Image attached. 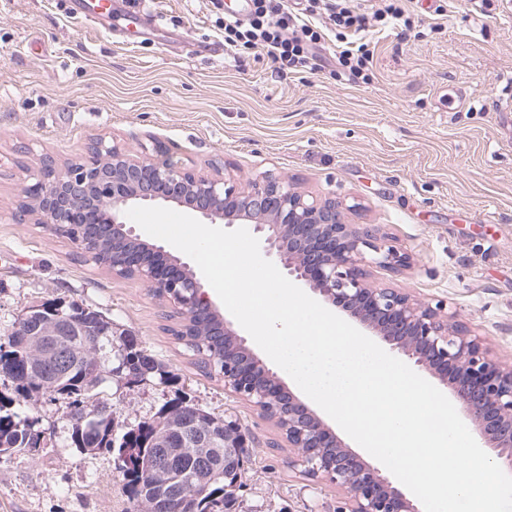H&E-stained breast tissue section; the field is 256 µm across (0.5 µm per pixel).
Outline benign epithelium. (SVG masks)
Segmentation results:
<instances>
[{"label":"benign epithelium","instance_id":"benign-epithelium-1","mask_svg":"<svg viewBox=\"0 0 512 512\" xmlns=\"http://www.w3.org/2000/svg\"><path fill=\"white\" fill-rule=\"evenodd\" d=\"M160 150L155 142L143 144L141 155L134 157L99 137L72 169H59L54 159H44L27 174L31 184L25 189L35 208L27 207L24 197L15 217L47 224L57 235L83 225L86 236L74 237L72 243L84 262L96 267L92 241L104 227L112 230L113 238L142 246L151 257L120 253L112 256L109 271L122 277L130 269L150 287L167 289L166 300L187 318L207 303L201 280L180 262L160 267L155 258L167 251L137 234L126 211L153 204L186 206L210 224L254 223V230L265 236L268 252L288 275L451 387L458 411L512 474V364L492 359L481 338L457 322L443 302L432 304L367 283L365 267L398 273L411 265L407 253L368 224L346 223L344 211L354 206L341 200L301 193L271 175L244 190L219 169L201 175L178 162L151 159L150 152ZM224 335L232 337L235 346L224 353V387L274 421L288 447L297 450L302 474L349 494V508L337 512H422L377 468L349 451L308 405L284 390L276 373L262 364L227 320ZM107 413L103 404L88 405L69 409V419L81 425Z\"/></svg>","mask_w":512,"mask_h":512}]
</instances>
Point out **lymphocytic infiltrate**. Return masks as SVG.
Masks as SVG:
<instances>
[{"label":"lymphocytic infiltrate","mask_w":512,"mask_h":512,"mask_svg":"<svg viewBox=\"0 0 512 512\" xmlns=\"http://www.w3.org/2000/svg\"><path fill=\"white\" fill-rule=\"evenodd\" d=\"M307 10L320 17V25L299 22L289 0H251L246 18L225 16L224 48L230 52L256 49L287 70L305 66L320 70L324 67L323 26L357 36L375 26L396 24L405 16L399 0H386L371 12L361 8L358 0H307Z\"/></svg>","instance_id":"obj_1"}]
</instances>
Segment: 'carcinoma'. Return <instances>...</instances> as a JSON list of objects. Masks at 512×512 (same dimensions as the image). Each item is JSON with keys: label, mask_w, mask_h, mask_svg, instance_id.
I'll use <instances>...</instances> for the list:
<instances>
[{"label": "carcinoma", "mask_w": 512, "mask_h": 512, "mask_svg": "<svg viewBox=\"0 0 512 512\" xmlns=\"http://www.w3.org/2000/svg\"><path fill=\"white\" fill-rule=\"evenodd\" d=\"M100 260H112V252H125L129 244L115 243L110 238L94 244ZM57 331L52 340L65 353L62 364L48 362L43 356L44 345L33 340L30 333ZM175 339L197 357V364L206 371L224 375V334L214 311L202 310L192 326H179ZM0 376L11 380L18 397L26 400L40 393L52 398L68 400L69 406L84 404L93 391L107 379L132 376L141 384L154 378L164 379L167 372L150 354L146 353L137 337L130 332L114 331L112 321L100 312L75 302H45L28 313L24 322H15L11 332L0 345ZM100 359L98 372L87 370V363ZM122 368L121 376L113 375ZM14 399L0 395V445L25 440L30 418L11 408ZM196 421L197 431L214 435V446L185 450L179 444L187 419ZM68 438L74 447L90 452L105 449L116 453L118 472L126 481L129 499L138 512H155L158 497H168L167 512H184L183 502L197 498L196 512H228L236 503V483L242 471L246 449L225 451L224 444L238 441L239 435L224 432V419L201 408L191 412L179 404L162 408L157 416L142 421L137 427L118 436L110 422L101 418L89 421L81 430L68 428ZM169 443L177 451L172 469L151 466L152 459L162 443ZM206 455L217 467V475L210 483L209 494L197 497L196 482L185 477L197 474L201 456Z\"/></svg>", "instance_id": "obj_1"}]
</instances>
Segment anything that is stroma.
<instances>
[{
  "instance_id": "1",
  "label": "stroma",
  "mask_w": 512,
  "mask_h": 512,
  "mask_svg": "<svg viewBox=\"0 0 512 512\" xmlns=\"http://www.w3.org/2000/svg\"><path fill=\"white\" fill-rule=\"evenodd\" d=\"M146 33L120 43L76 0H0V336L28 307L60 298L135 334L169 372L135 387L105 382L120 428L183 399L250 435L236 512H336L346 498L303 476L274 423L225 390L169 333L171 305L147 283L86 264L44 224L12 213L28 169L108 137L155 161L223 168L249 185L273 174L350 204L412 258L369 281L445 301L492 358L512 363V8L508 0H402L410 26L371 29L368 78L282 72L266 55L224 49L238 0L130 2ZM41 448L0 456V512H133L112 452L68 440L64 399L24 405Z\"/></svg>"
}]
</instances>
